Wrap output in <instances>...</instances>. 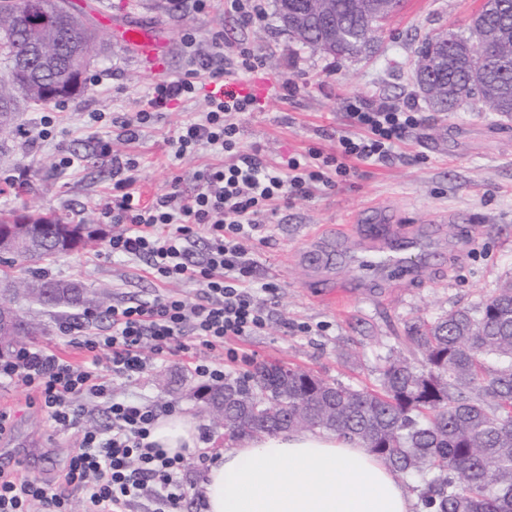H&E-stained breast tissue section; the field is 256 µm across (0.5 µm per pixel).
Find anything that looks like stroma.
Listing matches in <instances>:
<instances>
[{
	"label": "stroma",
	"mask_w": 512,
	"mask_h": 512,
	"mask_svg": "<svg viewBox=\"0 0 512 512\" xmlns=\"http://www.w3.org/2000/svg\"><path fill=\"white\" fill-rule=\"evenodd\" d=\"M224 2L211 0L199 12L193 0H105L113 25H152L168 36V60L160 73L139 61L133 47L116 42L96 14L83 10L98 44L84 89L57 106L61 122L53 139L31 144L19 137L11 151L0 154V176L18 177L0 193V210L47 213L69 224L96 223V205L115 180L116 155L138 158L136 187L143 201L163 193L175 176L185 193L196 192L195 174L212 163L211 153L198 150L174 166L169 139L180 122L205 112L203 97L172 103L161 120L140 128L132 141L119 121L141 109L150 84L185 75L194 62H213V40L219 34L225 44L257 47L263 57L262 68L239 74L236 83H260L268 89L240 123L243 145L259 149L269 162L312 148L333 152L337 134L350 129L347 110L357 99L401 108L415 105L426 120L397 158L383 166L358 165L354 176L333 189L291 200L271 216L266 240L245 245L256 262L255 280L275 281L278 289L266 328L236 342L231 377L262 362L281 361L328 380L375 386L387 356H411L407 326L458 308L478 309L512 276V120L485 111L475 96L456 111H430L413 81L422 42L446 31L468 34L480 0H405L404 9L387 22L376 52L355 58L324 55L292 42L274 15L272 0L264 2L265 19L246 27L225 10ZM187 31L195 37L189 49L182 42ZM286 80L296 88L285 95L279 87ZM93 112L103 113V121L92 122ZM100 137L111 139L110 156L97 153ZM61 140L78 157L76 168L55 167V145ZM373 208L393 215L394 232L417 242V251L407 258L426 254L425 267L412 280L376 269L369 273L375 287L323 301L313 286L316 278L334 285L349 282L356 274L354 257L383 246V239L370 236L364 226ZM341 224L353 225L355 231L335 265L322 270L306 265L309 236L320 226ZM45 270L90 290L106 289L112 304L147 300L162 289L145 262L113 257L103 247L53 258ZM14 305L47 328L31 338V345L53 348L75 363L85 360L83 349L59 337L56 313L29 296L15 297ZM301 323L309 325V332H298ZM206 354L197 346L150 368L138 380L112 384L117 398L170 405L196 422L200 458L185 479L187 495L179 512H203L204 459L226 446L223 429L211 425L195 396L204 381L188 368L190 357ZM0 408L10 410L13 418L9 442H0V456L16 455L22 471L51 481L76 448L82 426L103 428L109 422L104 407L95 406L81 427L54 430L39 401L8 383H0Z\"/></svg>",
	"instance_id": "obj_1"
}]
</instances>
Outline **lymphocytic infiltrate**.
<instances>
[{
    "instance_id": "1",
    "label": "lymphocytic infiltrate",
    "mask_w": 512,
    "mask_h": 512,
    "mask_svg": "<svg viewBox=\"0 0 512 512\" xmlns=\"http://www.w3.org/2000/svg\"><path fill=\"white\" fill-rule=\"evenodd\" d=\"M214 45L223 60L209 73L216 85L263 63L259 51L245 44L228 46L219 36ZM198 90L191 73L154 83L145 93L144 108L122 126L135 136L137 128L157 120L171 102L193 98ZM253 105V98L231 90L211 93L206 112L176 128L169 141L173 160L202 147L223 159L200 175L195 194L184 195L176 178L166 193L143 202L136 189L139 163L130 157L123 164L125 177L113 183L98 207L99 221L117 228L108 242L112 256L145 261L151 275L167 286L196 283L204 290L202 301L167 289L149 301L111 306L106 334L85 333V323L99 316L91 309L83 322L60 323L61 335L82 336L88 358L79 365L50 348L24 343L0 354V383L18 384L35 394L55 430L79 426L87 399L106 403L110 415L106 430L83 432L57 484L0 470V512H29L34 503L42 512H71L64 493L68 487L81 492L83 512H128L141 499L150 502L151 512H177L191 460L167 456L149 443L159 410L138 400L115 399L113 381L138 379L167 357L188 352L191 343L220 351L228 340L263 331L271 313L266 297L277 285L254 279L244 241L265 229L274 203L335 187L337 179L353 173L355 163L391 162L424 121L415 110L362 99L350 105L351 130L337 135L334 153L312 150L274 165L259 151L240 145V116ZM199 237L206 249L195 260L188 245Z\"/></svg>"
}]
</instances>
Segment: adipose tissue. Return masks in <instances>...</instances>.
Here are the masks:
<instances>
[{
    "label": "adipose tissue",
    "instance_id": "ef3b65f1",
    "mask_svg": "<svg viewBox=\"0 0 512 512\" xmlns=\"http://www.w3.org/2000/svg\"><path fill=\"white\" fill-rule=\"evenodd\" d=\"M167 455H189L199 443L191 419L159 418L149 436ZM204 512H414L398 477L346 439L282 432L243 438L207 463Z\"/></svg>",
    "mask_w": 512,
    "mask_h": 512
}]
</instances>
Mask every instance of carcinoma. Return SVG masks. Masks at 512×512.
I'll list each match as a JSON object with an SVG mask.
<instances>
[{"label": "carcinoma", "instance_id": "obj_1", "mask_svg": "<svg viewBox=\"0 0 512 512\" xmlns=\"http://www.w3.org/2000/svg\"><path fill=\"white\" fill-rule=\"evenodd\" d=\"M25 0H0V153L13 139L12 118L19 103L47 105L33 74L17 67L28 53L20 36L26 26ZM66 0H38L53 19L42 41L52 49L66 40L77 50L94 42V33ZM320 0H274L275 14L285 23L304 4ZM380 0H331L328 18L313 17L302 45L335 38L338 53L369 37L381 26ZM487 27L512 34V0H482L477 12ZM459 64L448 66V90L427 98L435 112H449L476 95L485 111L512 118V43L490 42L481 64H466L474 47L469 38L454 42ZM21 223L12 211H0V264L27 272L0 283V351L19 336H41L46 327L12 307L17 293L30 292L50 308L97 306L79 282L60 280L40 270L46 258L77 248L92 250L104 239L90 224L30 214ZM407 335L417 356L388 357L378 369L379 387L325 380L283 363H262L245 377L204 388L202 399L226 404L224 430L231 440L282 431L326 432L357 442L383 465L403 477L416 478V490L427 512H512V279H507L478 310H451L418 320ZM278 407L280 420L266 415Z\"/></svg>", "mask_w": 512, "mask_h": 512}]
</instances>
